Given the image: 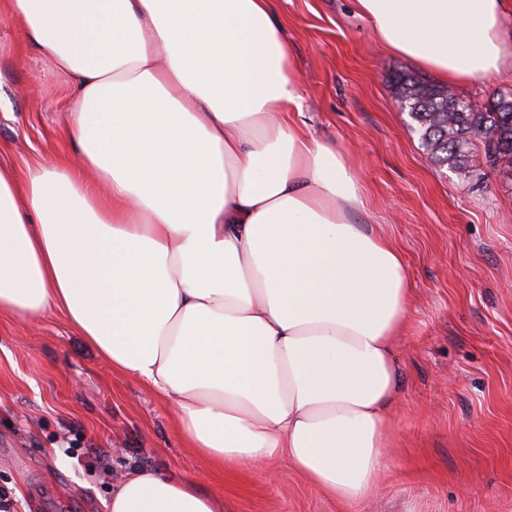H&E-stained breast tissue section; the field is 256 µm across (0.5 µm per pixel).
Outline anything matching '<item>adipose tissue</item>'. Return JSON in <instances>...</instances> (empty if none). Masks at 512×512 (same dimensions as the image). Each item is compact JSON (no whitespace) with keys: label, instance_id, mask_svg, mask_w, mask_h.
Wrapping results in <instances>:
<instances>
[{"label":"adipose tissue","instance_id":"obj_1","mask_svg":"<svg viewBox=\"0 0 512 512\" xmlns=\"http://www.w3.org/2000/svg\"><path fill=\"white\" fill-rule=\"evenodd\" d=\"M445 87L512 70V0H353ZM74 86L79 165H0V314L62 310L226 470L288 458L345 504L388 467L410 278L356 172L288 113L272 0H0ZM110 512H224L137 465Z\"/></svg>","mask_w":512,"mask_h":512}]
</instances>
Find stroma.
Listing matches in <instances>:
<instances>
[{
	"label": "stroma",
	"instance_id": "1",
	"mask_svg": "<svg viewBox=\"0 0 512 512\" xmlns=\"http://www.w3.org/2000/svg\"><path fill=\"white\" fill-rule=\"evenodd\" d=\"M293 45L300 120L358 171L370 217L414 288L397 342L402 395L390 469L369 499L310 487L287 459L222 472L190 448L173 406L112 369L53 310L0 316V489L17 512H108L116 475L160 469L230 512H512V168L436 165L395 96L399 73L351 0H274ZM68 79L0 17V165L74 159Z\"/></svg>",
	"mask_w": 512,
	"mask_h": 512
}]
</instances>
